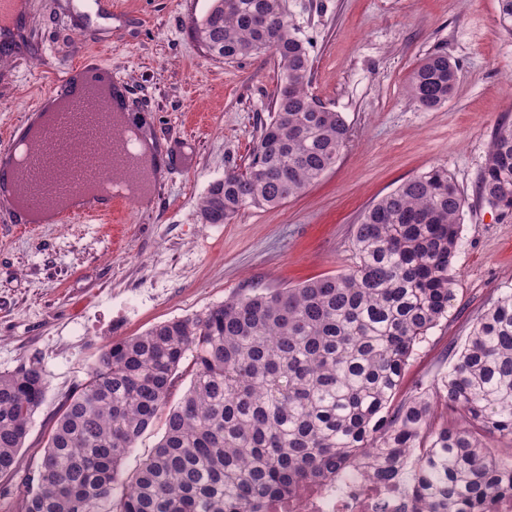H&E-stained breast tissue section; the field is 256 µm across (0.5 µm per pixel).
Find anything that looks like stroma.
<instances>
[{
  "label": "stroma",
  "instance_id": "1",
  "mask_svg": "<svg viewBox=\"0 0 512 512\" xmlns=\"http://www.w3.org/2000/svg\"><path fill=\"white\" fill-rule=\"evenodd\" d=\"M212 4L117 0L104 20L77 0H26L19 30L0 36V133L94 49L167 154L151 203L124 200L110 222L21 224L0 208V373L35 361L48 383L19 474L0 476V502L36 476L53 415L106 346L241 288L346 272L364 210L431 167L448 168L467 204L454 300L410 358L403 390L445 373L480 311L512 289V219L475 194L494 130L512 124V35L497 0H288L313 57L311 92L342 112L349 141L301 196L228 224L200 223L197 208L228 167L247 163L280 68L268 53L210 58L191 27ZM435 52L456 61L460 79L445 105L425 110L405 88Z\"/></svg>",
  "mask_w": 512,
  "mask_h": 512
}]
</instances>
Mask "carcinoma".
I'll use <instances>...</instances> for the list:
<instances>
[{"label": "carcinoma", "mask_w": 512, "mask_h": 512, "mask_svg": "<svg viewBox=\"0 0 512 512\" xmlns=\"http://www.w3.org/2000/svg\"><path fill=\"white\" fill-rule=\"evenodd\" d=\"M512 34V0H498ZM216 60L270 51L281 68L271 116L250 160L213 182L203 224L274 208L332 169L349 137L342 115L311 95L313 59L287 0H214L193 24ZM447 55L419 62L407 86L419 107L453 95ZM478 198L512 217V126L493 134ZM466 203L445 167L403 181L363 213L353 267L291 288H246L220 304L107 346L62 405L38 475L8 512H265L306 485L364 476L403 482L416 512H473L512 489V291L476 318L456 360L430 387L395 398L405 367L448 317ZM191 360L182 400L169 405ZM47 382L36 364L0 374V475L19 473ZM442 404L460 416L438 424ZM164 434L132 473L123 464L159 414Z\"/></svg>", "instance_id": "1"}]
</instances>
